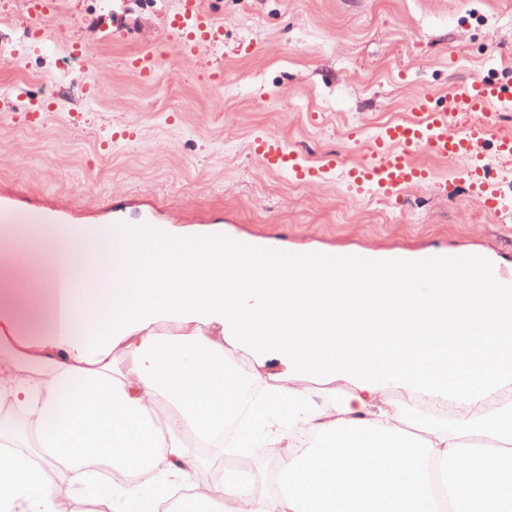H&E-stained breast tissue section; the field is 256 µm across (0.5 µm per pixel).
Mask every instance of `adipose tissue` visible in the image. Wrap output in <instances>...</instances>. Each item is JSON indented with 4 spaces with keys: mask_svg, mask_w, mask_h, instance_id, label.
Here are the masks:
<instances>
[{
    "mask_svg": "<svg viewBox=\"0 0 512 512\" xmlns=\"http://www.w3.org/2000/svg\"><path fill=\"white\" fill-rule=\"evenodd\" d=\"M26 259L0 255V392L33 418L43 456L65 465L99 508L122 512L137 485L119 474L181 477L184 434L219 436L242 391H263L238 428L278 449L274 494L240 480L208 481L191 504L223 497L230 512H512V285L486 279L473 259L396 264L378 251L316 258L265 244L238 257L223 234L174 235L150 224H53L31 231ZM107 278L100 300H76L72 277ZM459 331L438 335L442 304ZM356 325L314 324L315 308ZM177 323L160 332L159 320ZM217 323L216 333L196 324ZM274 353L285 369L267 373ZM345 391L324 403L314 381ZM452 409L445 424L409 431L389 386ZM0 435V507L57 512L41 467Z\"/></svg>",
    "mask_w": 512,
    "mask_h": 512,
    "instance_id": "ef3b65f1",
    "label": "adipose tissue"
}]
</instances>
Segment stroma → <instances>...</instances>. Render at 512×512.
<instances>
[{
    "label": "stroma",
    "instance_id": "1",
    "mask_svg": "<svg viewBox=\"0 0 512 512\" xmlns=\"http://www.w3.org/2000/svg\"><path fill=\"white\" fill-rule=\"evenodd\" d=\"M223 27L224 84L166 35L174 0H54L45 46L21 0H0V203L105 227L109 202L174 232L272 241L291 253L466 252L512 277V214L473 198L463 163L420 155L430 184L359 197L341 172L299 184L251 149L276 137L320 165L355 164L409 100L473 81L512 87V0H201ZM154 52L156 79L137 56Z\"/></svg>",
    "mask_w": 512,
    "mask_h": 512
}]
</instances>
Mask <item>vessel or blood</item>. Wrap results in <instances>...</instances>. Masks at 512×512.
I'll list each match as a JSON object with an SVG mask.
<instances>
[{
    "label": "vessel or blood",
    "mask_w": 512,
    "mask_h": 512,
    "mask_svg": "<svg viewBox=\"0 0 512 512\" xmlns=\"http://www.w3.org/2000/svg\"><path fill=\"white\" fill-rule=\"evenodd\" d=\"M223 27L206 14L201 0H177L174 33L179 53L196 55L221 43ZM408 119L384 126L375 136L372 158L363 164L340 166L338 160L314 167L306 165L298 151L281 140L258 135L252 141L254 153L263 166L274 172H285L295 181H319L335 168H342L349 188L360 196H391L396 191L424 184L430 173L417 164L418 155L436 159L463 160L465 174L477 200L492 213L506 208V198L497 178L477 148L492 142L498 159H512V134L493 135L501 113L512 112V91L490 80H478L456 93L447 106L434 105L424 94L410 102ZM468 117L467 125H458V117ZM47 213H34L0 206V222L4 224H46Z\"/></svg>",
    "instance_id": "b4317fda"
}]
</instances>
